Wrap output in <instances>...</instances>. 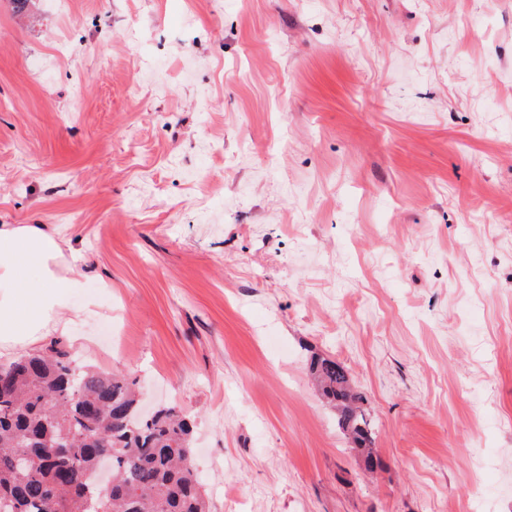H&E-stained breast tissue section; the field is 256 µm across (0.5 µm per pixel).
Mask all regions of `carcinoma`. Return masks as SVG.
Masks as SVG:
<instances>
[{
	"mask_svg": "<svg viewBox=\"0 0 512 512\" xmlns=\"http://www.w3.org/2000/svg\"><path fill=\"white\" fill-rule=\"evenodd\" d=\"M310 371L373 469L364 397L334 360L318 357ZM192 437L181 409L140 415L135 382L80 366L62 346L0 365V512H209ZM104 453L109 494L97 479Z\"/></svg>",
	"mask_w": 512,
	"mask_h": 512,
	"instance_id": "cac0c4a2",
	"label": "carcinoma"
}]
</instances>
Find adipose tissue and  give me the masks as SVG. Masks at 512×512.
<instances>
[{
	"label": "adipose tissue",
	"mask_w": 512,
	"mask_h": 512,
	"mask_svg": "<svg viewBox=\"0 0 512 512\" xmlns=\"http://www.w3.org/2000/svg\"><path fill=\"white\" fill-rule=\"evenodd\" d=\"M79 249L43 224H0V347H28L85 286Z\"/></svg>",
	"instance_id": "adipose-tissue-1"
}]
</instances>
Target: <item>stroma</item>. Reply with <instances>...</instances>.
<instances>
[{"label": "stroma", "instance_id": "obj_1", "mask_svg": "<svg viewBox=\"0 0 512 512\" xmlns=\"http://www.w3.org/2000/svg\"><path fill=\"white\" fill-rule=\"evenodd\" d=\"M0 100L99 302L38 349L191 415L211 512H512V0H0ZM310 371L321 394L335 406L339 426L351 436L366 468L372 470L376 465L373 427L364 397L353 390L345 369L334 360L315 358Z\"/></svg>", "mask_w": 512, "mask_h": 512}]
</instances>
